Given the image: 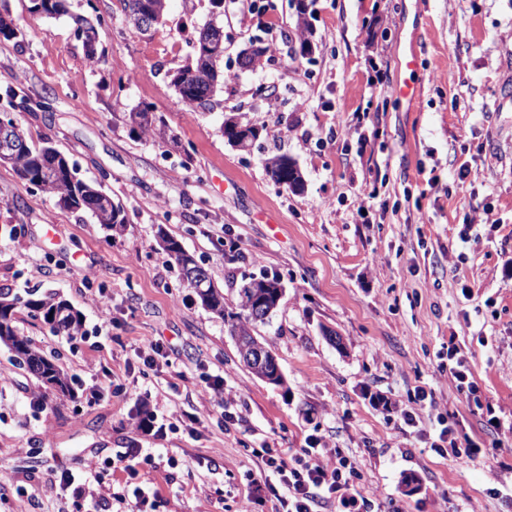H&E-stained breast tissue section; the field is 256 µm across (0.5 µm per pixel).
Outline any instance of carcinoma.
Segmentation results:
<instances>
[{"label":"carcinoma","mask_w":512,"mask_h":512,"mask_svg":"<svg viewBox=\"0 0 512 512\" xmlns=\"http://www.w3.org/2000/svg\"><path fill=\"white\" fill-rule=\"evenodd\" d=\"M30 12L46 18H54L63 12L62 0H33ZM22 31L8 7V0H0V38L16 40ZM180 82L176 86L177 96L189 112L204 114L214 108L218 86L224 81V59L211 64H199V60L179 70ZM133 130L165 139V130L155 125L149 109L134 108L127 115ZM10 126L20 140L21 148L8 162L19 179L26 185L55 196L66 208L86 211L94 223L107 230L119 232L126 223L122 205L103 191L96 180H88L80 174L74 160L60 152L48 140L35 143L27 129L7 110H0V125ZM266 169L277 177V183L294 190L301 186L302 176L288 156L275 154L265 161ZM203 288L196 290L197 297L213 313L224 318L232 336L251 335L250 326L256 323L251 314L257 301L266 306H278L275 289L282 287L278 276H243V286L238 288L239 301L236 310L226 308L224 293L214 286L208 271H201ZM28 310L31 318L41 323L54 334L72 336L81 332L83 318L66 301L53 292L32 291L29 298L21 300L11 289L0 287V345L8 348L19 365L33 374L43 384L62 394L71 393V382L55 361L36 348L32 340L18 326V306Z\"/></svg>","instance_id":"carcinoma-1"}]
</instances>
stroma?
<instances>
[{
	"label": "stroma",
	"instance_id": "stroma-1",
	"mask_svg": "<svg viewBox=\"0 0 512 512\" xmlns=\"http://www.w3.org/2000/svg\"><path fill=\"white\" fill-rule=\"evenodd\" d=\"M307 2L303 13L297 0H269L263 25L241 0H224L218 15L210 0H170L148 37L126 27L117 0H66L56 19L9 0L23 36L0 41V98L24 91L35 107L16 109L19 121L102 181L127 224L108 239L0 164V287L56 293L84 318L82 335L70 337L19 313L25 335L71 378L72 395L0 347V512H94L90 498L57 486L86 461L91 483L115 493L112 512H279L262 488L264 446L288 458L321 441L355 463L365 512H512V441L494 444L496 424H512V0ZM75 14L101 20L99 64L74 35ZM213 18L224 26V84L218 107L194 114L170 77ZM252 41L268 48L262 66L241 68ZM372 57L386 66L376 89ZM409 76L420 87L412 102L396 92ZM144 104L165 124V143L131 133L125 115ZM357 111L363 146L336 133ZM229 113L265 123L251 151L222 136ZM278 151L296 161L301 191L269 178L265 160ZM486 209L492 223H471ZM162 232L203 261L227 307L242 276H280V305L252 332L284 385L244 366L223 319L181 285ZM148 337L162 347L151 367L140 353ZM452 341L476 394L448 378ZM217 374L222 408L198 396ZM105 386L111 397L89 402ZM420 386L433 400L416 408ZM487 402L497 422L483 413ZM411 407L409 425L402 412ZM141 408L153 415L150 430L135 424ZM446 423L482 454L434 449ZM410 474L412 494L402 482ZM139 487L150 490L141 505Z\"/></svg>",
	"mask_w": 512,
	"mask_h": 512
}]
</instances>
